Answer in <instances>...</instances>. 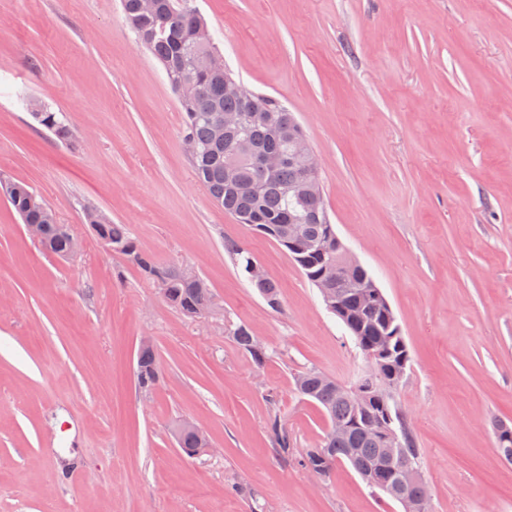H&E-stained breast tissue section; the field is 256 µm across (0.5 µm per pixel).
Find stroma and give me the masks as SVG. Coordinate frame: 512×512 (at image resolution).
Listing matches in <instances>:
<instances>
[{"mask_svg":"<svg viewBox=\"0 0 512 512\" xmlns=\"http://www.w3.org/2000/svg\"><path fill=\"white\" fill-rule=\"evenodd\" d=\"M235 79L295 112L330 220L398 317L412 355L396 398L423 454L432 512H512V0H194ZM39 99L77 142L31 118ZM0 171L71 225L64 259L0 196V512H403L346 465L322 480L280 458L326 421L293 388L350 385L370 363L273 240L195 176L162 67L121 0H0ZM91 203L160 262L189 266L219 311L186 319L85 224ZM237 240L280 286L271 310L224 250ZM245 322L258 369L224 332ZM161 367L142 392L136 354ZM212 453L183 460L182 420ZM151 342L148 338H144L141 341V345H150ZM155 371L158 372L159 376L156 377ZM161 377V370L154 352L153 347L144 346L140 347L137 357V372L136 380L138 387L149 393L155 389L159 379ZM267 429L274 438L275 452L282 458L288 459L293 455V446L288 431L282 424L280 415L274 411L268 417Z\"/></svg>","mask_w":512,"mask_h":512,"instance_id":"1","label":"stroma"}]
</instances>
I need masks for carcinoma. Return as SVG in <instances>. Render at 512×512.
Here are the masks:
<instances>
[{
    "label": "carcinoma",
    "mask_w": 512,
    "mask_h": 512,
    "mask_svg": "<svg viewBox=\"0 0 512 512\" xmlns=\"http://www.w3.org/2000/svg\"><path fill=\"white\" fill-rule=\"evenodd\" d=\"M122 2L125 25L140 46L158 61L178 94L180 111L185 114L183 138L195 148L190 161L198 180L225 213L283 247L306 279L318 286V277L327 260L336 257V230L324 200L309 195H288V186L302 179L300 164L287 163L270 174L256 168L249 160L255 153L290 152V136L297 133L295 113L279 99L256 92L246 98L224 96V76L229 71L211 67L212 58L220 55L214 43L204 46L193 43V31L207 22L192 5V0H160V7L154 13L142 12L139 0ZM29 109L34 121L59 141H72L74 130L61 113L40 100L31 101ZM226 112H242L248 120L239 131L224 130L220 139L217 137L218 116ZM230 165L236 166L233 184L225 175ZM0 191L23 223L45 225L46 247L52 253L67 257L71 247L68 226L58 222L55 212L27 184L5 179L0 181ZM84 216L98 240L128 257L146 280L160 288L164 302L181 316L195 319L216 311L218 304L207 280H202L200 285L191 283L184 278L181 269L159 263L140 245L128 225L112 223L110 217L96 208L84 207ZM293 224L304 226L303 240L295 242L288 236ZM224 250L245 272L255 263L252 255L235 241H225ZM358 276L365 281V293L346 292L341 296V308L329 303L325 307L345 325L362 353L377 344L387 347L389 355L384 359L382 377L390 380L402 365H410V350L393 309L384 308L380 301L384 297L382 289L366 268H361ZM256 291L265 302H276L273 310L281 308L280 289L275 280L267 279ZM228 335L254 365L263 367L270 360L267 348L248 325L231 324ZM158 371L160 367L153 347L140 348L136 372L138 387L146 393L153 391L159 382ZM294 387L302 398L321 409L327 421L319 444L308 449L299 460L300 466L311 475L328 478L336 465L346 462L366 483L395 481V467L382 463L384 441L365 431L366 425L386 419L401 433L402 456L422 468L420 448L412 428L404 424V411L395 397L382 403L371 396L364 407L357 410L342 398L336 380L315 370L297 374ZM340 425L348 427V436L332 433V429ZM267 429L274 438L275 452L284 459L292 456V442L278 413L269 415ZM494 438L500 456L511 462L512 425L505 421L496 423ZM175 440L182 457L187 459L200 457L210 444L209 436L203 431L183 433L178 429Z\"/></svg>",
    "instance_id": "carcinoma-1"
}]
</instances>
